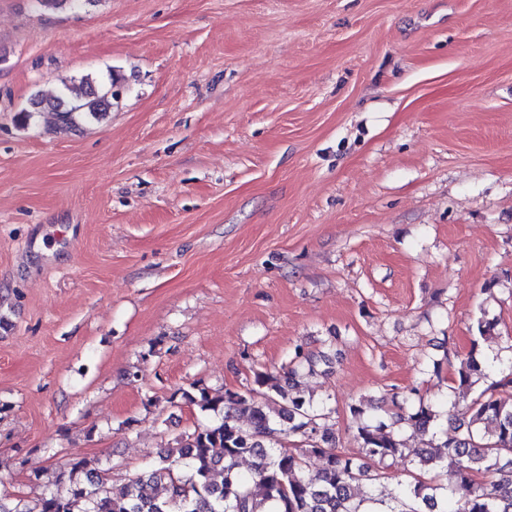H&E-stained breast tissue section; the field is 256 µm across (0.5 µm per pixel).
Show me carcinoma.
Masks as SVG:
<instances>
[{
    "instance_id": "obj_1",
    "label": "carcinoma",
    "mask_w": 512,
    "mask_h": 512,
    "mask_svg": "<svg viewBox=\"0 0 512 512\" xmlns=\"http://www.w3.org/2000/svg\"><path fill=\"white\" fill-rule=\"evenodd\" d=\"M37 2L60 10L97 0ZM124 89L113 68L103 78H67L54 96L34 95L20 121L27 126L47 113L57 127L77 130L112 111ZM314 368L315 361L298 347L283 375L259 372L255 387L244 392L185 390V403L215 419L176 440V447L164 450L137 476L117 484L108 471L75 459L65 492L45 494L35 509L11 507L0 496V512H370L356 488L382 478L370 463L397 457L413 462L415 476L377 500L386 505L382 512H512L511 395L479 394L462 416L449 415L455 434L442 440L432 403L420 397L409 409L398 404L385 411L386 420L358 427L356 440L365 458L358 464L337 449L335 435L322 429L333 409L300 388L302 370ZM495 370L496 365L471 356L456 367L453 382L468 389ZM242 413L249 415L246 428L238 421ZM407 428L430 434V448L407 447ZM312 455L322 459L314 473L307 468ZM246 458L256 461L248 473L240 471ZM443 467L455 472L456 483L440 495L427 475Z\"/></svg>"
}]
</instances>
